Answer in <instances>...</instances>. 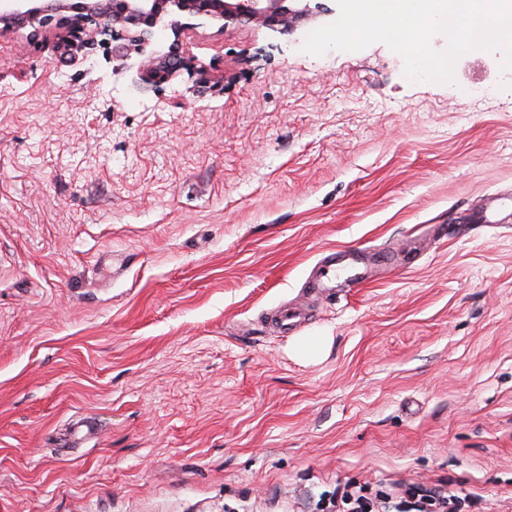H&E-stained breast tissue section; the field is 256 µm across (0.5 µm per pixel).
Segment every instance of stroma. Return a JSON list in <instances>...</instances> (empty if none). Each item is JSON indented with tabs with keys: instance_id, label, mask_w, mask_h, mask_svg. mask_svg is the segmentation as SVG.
Listing matches in <instances>:
<instances>
[{
	"instance_id": "35a3bbf8",
	"label": "stroma",
	"mask_w": 512,
	"mask_h": 512,
	"mask_svg": "<svg viewBox=\"0 0 512 512\" xmlns=\"http://www.w3.org/2000/svg\"><path fill=\"white\" fill-rule=\"evenodd\" d=\"M327 22L193 26L145 90L111 46L0 30V512H312L350 483L512 512V215L471 225L512 192V70L304 52ZM341 247L369 284L309 292Z\"/></svg>"
}]
</instances>
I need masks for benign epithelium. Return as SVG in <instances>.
<instances>
[{"label": "benign epithelium", "mask_w": 512, "mask_h": 512, "mask_svg": "<svg viewBox=\"0 0 512 512\" xmlns=\"http://www.w3.org/2000/svg\"><path fill=\"white\" fill-rule=\"evenodd\" d=\"M313 0H78L64 14L55 15L47 0H0V26L28 28L35 36L55 30L67 50L89 58L98 38L112 37L114 71L135 72L142 88L162 84L194 65L190 49L179 44L187 21L205 20L224 25L245 19L288 35L310 11ZM160 31L173 34L166 48L156 39Z\"/></svg>", "instance_id": "obj_1"}]
</instances>
